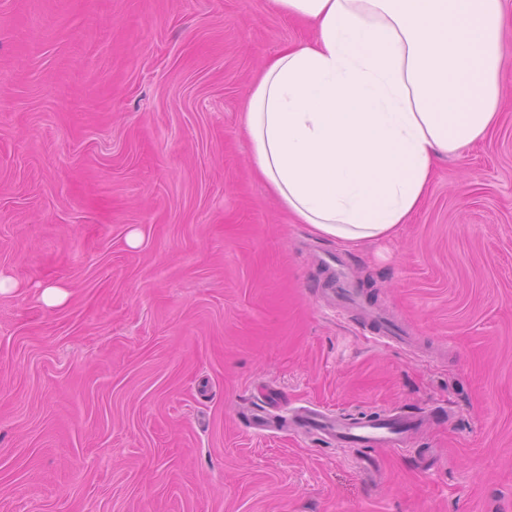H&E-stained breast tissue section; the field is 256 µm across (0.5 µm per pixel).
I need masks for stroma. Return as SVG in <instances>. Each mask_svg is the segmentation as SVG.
<instances>
[{
  "label": "stroma",
  "mask_w": 512,
  "mask_h": 512,
  "mask_svg": "<svg viewBox=\"0 0 512 512\" xmlns=\"http://www.w3.org/2000/svg\"><path fill=\"white\" fill-rule=\"evenodd\" d=\"M312 35L270 0H0V512H512V54L487 139L344 251L241 129ZM322 250L407 345L312 291ZM313 405L432 424L406 448L252 426Z\"/></svg>",
  "instance_id": "35a3bbf8"
}]
</instances>
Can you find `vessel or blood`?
<instances>
[{
	"mask_svg": "<svg viewBox=\"0 0 512 512\" xmlns=\"http://www.w3.org/2000/svg\"><path fill=\"white\" fill-rule=\"evenodd\" d=\"M317 263L325 269L326 276L314 283L316 293L336 306L358 311L382 341L407 343V336L394 326L390 317L368 309L364 294L343 257L326 253L318 256ZM294 423L303 431L316 432L345 448H405L422 431L425 419L402 411H380L357 420L339 419L319 408L307 407L295 414Z\"/></svg>",
	"mask_w": 512,
	"mask_h": 512,
	"instance_id": "b4317fda",
	"label": "vessel or blood"
}]
</instances>
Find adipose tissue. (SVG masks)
<instances>
[{"label":"adipose tissue","instance_id":"ef3b65f1","mask_svg":"<svg viewBox=\"0 0 512 512\" xmlns=\"http://www.w3.org/2000/svg\"><path fill=\"white\" fill-rule=\"evenodd\" d=\"M310 22L245 102L254 171L295 223L349 247L391 238L441 158L501 110L506 0H271Z\"/></svg>","mask_w":512,"mask_h":512}]
</instances>
